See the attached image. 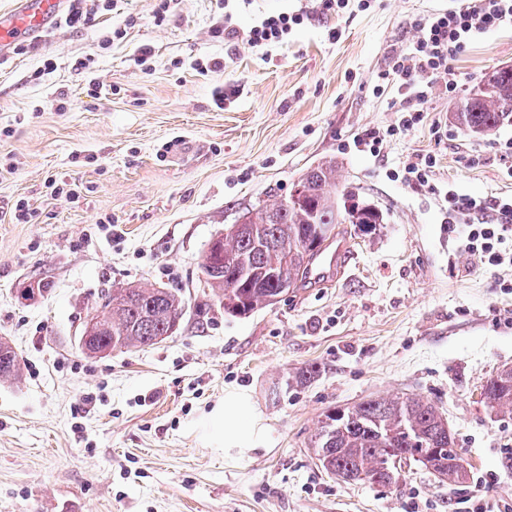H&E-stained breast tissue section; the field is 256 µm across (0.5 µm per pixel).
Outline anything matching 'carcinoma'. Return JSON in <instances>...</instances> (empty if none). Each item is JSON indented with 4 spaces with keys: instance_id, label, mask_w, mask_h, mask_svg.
<instances>
[{
    "instance_id": "cac0c4a2",
    "label": "carcinoma",
    "mask_w": 512,
    "mask_h": 512,
    "mask_svg": "<svg viewBox=\"0 0 512 512\" xmlns=\"http://www.w3.org/2000/svg\"><path fill=\"white\" fill-rule=\"evenodd\" d=\"M456 123L483 136L512 123V65L496 68L457 105ZM301 192L288 204L283 198L244 214L250 229L229 227L216 249L203 256L200 270L211 300L235 317L249 316L275 303L283 282L305 285L309 266L328 246L323 225L342 235L340 225L383 223L382 212L360 200L337 181L336 163L326 160L298 180ZM112 311L99 319L91 342L103 350L149 348L159 343L179 310L182 295L151 283L129 284L108 293ZM24 362L9 344L0 343V379L18 380ZM488 405L512 414V367L486 382ZM453 436L440 409L419 395L374 397L351 407L323 413L313 453L321 467L346 481L391 486L400 471L393 458L406 455L442 481L463 483L468 470L463 456L451 450Z\"/></svg>"
}]
</instances>
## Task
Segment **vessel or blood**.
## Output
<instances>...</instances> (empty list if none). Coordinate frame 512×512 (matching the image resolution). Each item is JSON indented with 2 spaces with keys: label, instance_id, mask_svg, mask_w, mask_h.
Instances as JSON below:
<instances>
[{
  "label": "vessel or blood",
  "instance_id": "1",
  "mask_svg": "<svg viewBox=\"0 0 512 512\" xmlns=\"http://www.w3.org/2000/svg\"><path fill=\"white\" fill-rule=\"evenodd\" d=\"M65 0H16L15 7L0 15V61L9 59L18 40H34L60 14Z\"/></svg>",
  "mask_w": 512,
  "mask_h": 512
}]
</instances>
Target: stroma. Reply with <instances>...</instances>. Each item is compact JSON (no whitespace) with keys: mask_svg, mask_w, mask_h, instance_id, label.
Masks as SVG:
<instances>
[{"mask_svg":"<svg viewBox=\"0 0 512 512\" xmlns=\"http://www.w3.org/2000/svg\"><path fill=\"white\" fill-rule=\"evenodd\" d=\"M455 0H350L257 50L228 39L313 0H115L83 29L54 26L0 63V336L21 381L0 380V512H490L512 505V415L481 397L512 366V264L481 268L440 236L442 199L394 178L415 155L432 181L494 202L512 173L494 136L462 131L457 97L431 83L429 124L383 145L354 141L395 123L396 85L378 75L406 51L412 23ZM337 29L338 40L328 32ZM152 57L139 65L142 47ZM56 70L33 79L44 57ZM107 91L93 97L79 59ZM219 65L208 68L207 63ZM512 64V27L475 38L449 65L461 94ZM236 87L223 106L216 89ZM437 123L440 137L429 125ZM335 159L339 181L380 209L348 224L328 281L247 318L216 305L201 280L210 240ZM66 185L54 193V185ZM30 212L16 219L17 205ZM49 290L18 299L21 285ZM158 283L183 294L179 330L142 350L89 357L79 338L109 289ZM318 374L298 378L309 367ZM281 385L279 396L269 389ZM244 389L264 428L246 456L202 438V420ZM417 394L448 420L468 480L412 466L395 486L346 482L310 451L323 413L376 396Z\"/></svg>","mask_w":512,"mask_h":512,"instance_id":"stroma-1","label":"stroma"}]
</instances>
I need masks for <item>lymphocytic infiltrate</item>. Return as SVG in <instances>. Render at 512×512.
Listing matches in <instances>:
<instances>
[{"label":"lymphocytic infiltrate","instance_id":"obj_1","mask_svg":"<svg viewBox=\"0 0 512 512\" xmlns=\"http://www.w3.org/2000/svg\"><path fill=\"white\" fill-rule=\"evenodd\" d=\"M310 14L278 13L267 16L247 33L228 28V37H242L253 48L265 49L280 42L294 26L303 24ZM512 25V0H460L458 6L434 13L414 25L415 39L404 53L399 54L387 73L384 83L397 84L407 105L400 111L397 124L386 132L366 131L357 143L370 153L380 154L386 137H394L421 125L428 119L425 104L429 97L430 80L447 78V89L456 92V82L448 78V64L458 57L469 41L491 30ZM445 221L464 224L462 249L486 269L501 265V250L512 237V199L494 203L477 199L456 190H448Z\"/></svg>","mask_w":512,"mask_h":512}]
</instances>
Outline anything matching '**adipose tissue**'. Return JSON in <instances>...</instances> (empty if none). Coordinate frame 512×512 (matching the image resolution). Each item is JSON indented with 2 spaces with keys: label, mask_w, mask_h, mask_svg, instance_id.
Wrapping results in <instances>:
<instances>
[{
  "label": "adipose tissue",
  "mask_w": 512,
  "mask_h": 512,
  "mask_svg": "<svg viewBox=\"0 0 512 512\" xmlns=\"http://www.w3.org/2000/svg\"><path fill=\"white\" fill-rule=\"evenodd\" d=\"M251 409V397L246 390L239 389L228 393L223 405L212 410L205 425L207 441L218 447L236 450L244 455L254 450L262 439L259 421L241 425V417Z\"/></svg>",
  "instance_id": "obj_1"
}]
</instances>
